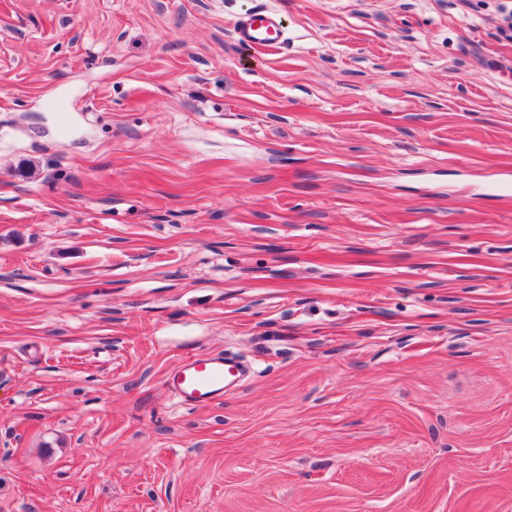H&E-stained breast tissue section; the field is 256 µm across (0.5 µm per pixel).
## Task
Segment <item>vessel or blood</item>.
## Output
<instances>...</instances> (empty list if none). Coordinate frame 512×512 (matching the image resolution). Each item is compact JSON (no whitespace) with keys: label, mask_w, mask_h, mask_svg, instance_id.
<instances>
[{"label":"vessel or blood","mask_w":512,"mask_h":512,"mask_svg":"<svg viewBox=\"0 0 512 512\" xmlns=\"http://www.w3.org/2000/svg\"><path fill=\"white\" fill-rule=\"evenodd\" d=\"M240 42L263 45L274 42L280 34V20L275 13L260 10L242 19L236 28ZM246 373L245 365L224 354H200L182 359L166 377L165 384L183 407L210 405L235 390Z\"/></svg>","instance_id":"b4317fda"}]
</instances>
